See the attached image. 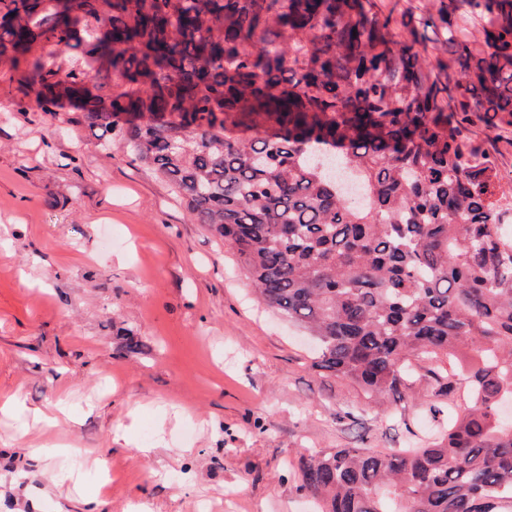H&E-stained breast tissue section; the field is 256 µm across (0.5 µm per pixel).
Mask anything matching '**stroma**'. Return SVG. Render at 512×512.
Masks as SVG:
<instances>
[{
	"instance_id": "stroma-1",
	"label": "stroma",
	"mask_w": 512,
	"mask_h": 512,
	"mask_svg": "<svg viewBox=\"0 0 512 512\" xmlns=\"http://www.w3.org/2000/svg\"><path fill=\"white\" fill-rule=\"evenodd\" d=\"M68 115L0 64V512H85L103 484L99 512H314L301 449L447 425L427 382L371 400L311 368L176 188ZM474 131L512 199V129Z\"/></svg>"
}]
</instances>
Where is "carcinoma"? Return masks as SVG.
Masks as SVG:
<instances>
[{"instance_id": "1", "label": "carcinoma", "mask_w": 512, "mask_h": 512, "mask_svg": "<svg viewBox=\"0 0 512 512\" xmlns=\"http://www.w3.org/2000/svg\"><path fill=\"white\" fill-rule=\"evenodd\" d=\"M375 0H0V60L172 183L312 367L369 397L451 399L428 448L305 449L319 512H512V205L477 121L512 125V0H439L460 67ZM483 41L471 50L469 26ZM434 35L430 29L427 32H423L422 29L418 30L417 43L415 44V50L423 57L429 58L431 61H435L436 58L448 61L450 54L445 52L443 48L434 40Z\"/></svg>"}]
</instances>
